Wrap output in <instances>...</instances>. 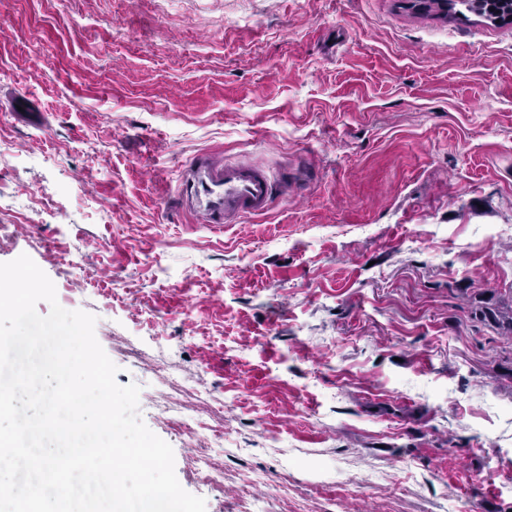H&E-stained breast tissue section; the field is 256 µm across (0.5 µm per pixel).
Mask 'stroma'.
<instances>
[{"mask_svg": "<svg viewBox=\"0 0 512 512\" xmlns=\"http://www.w3.org/2000/svg\"><path fill=\"white\" fill-rule=\"evenodd\" d=\"M0 263L96 317L206 512H512V23L407 0H0ZM294 174L216 228L201 155ZM47 191L29 209L26 192ZM223 428L220 485L152 399ZM475 314L482 321L489 322L497 328L503 330L510 340H512V304L507 312L501 311L498 307L482 308L475 311Z\"/></svg>", "mask_w": 512, "mask_h": 512, "instance_id": "obj_1", "label": "stroma"}]
</instances>
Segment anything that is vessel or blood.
<instances>
[{"mask_svg": "<svg viewBox=\"0 0 512 512\" xmlns=\"http://www.w3.org/2000/svg\"><path fill=\"white\" fill-rule=\"evenodd\" d=\"M276 193L274 181L248 162L215 165L198 157L184 172L181 196L189 210L207 224L223 226L242 216L267 211Z\"/></svg>", "mask_w": 512, "mask_h": 512, "instance_id": "vessel-or-blood-1", "label": "vessel or blood"}]
</instances>
